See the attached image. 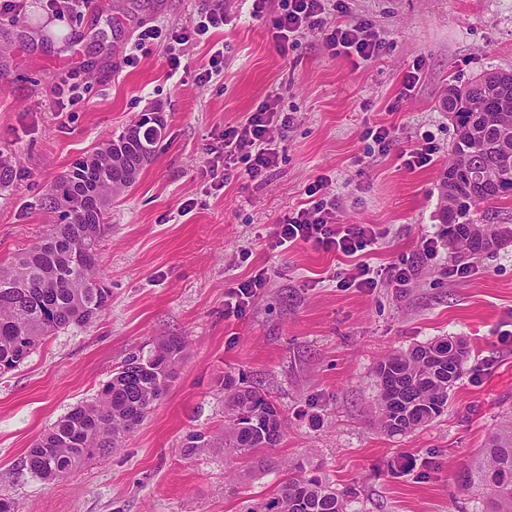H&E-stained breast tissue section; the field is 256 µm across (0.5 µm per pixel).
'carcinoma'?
Listing matches in <instances>:
<instances>
[{"label": "carcinoma", "mask_w": 512, "mask_h": 512, "mask_svg": "<svg viewBox=\"0 0 512 512\" xmlns=\"http://www.w3.org/2000/svg\"><path fill=\"white\" fill-rule=\"evenodd\" d=\"M444 108L456 118L457 139L442 174L441 213L451 249L479 255L512 239V226L496 224L499 204L512 198V73H489L464 85H448ZM165 130L153 112L93 154L76 160L49 188L44 208L51 233L0 267V373L19 366L48 337L87 328L108 309L99 246L112 197L130 187L154 156ZM187 348L183 336H168L147 354H132L97 398L60 417L28 450L24 465L44 480H61L87 461L105 458L151 412L178 374ZM467 358L464 344L438 338L379 361L380 392L373 404L378 428L391 436L429 425L448 405ZM224 447L246 456L276 448L286 421L260 387L224 378ZM214 442L191 434L184 455ZM460 486L487 496V512H512V414L488 436L459 476ZM252 512H348L345 495L317 477L288 469L277 492Z\"/></svg>", "instance_id": "1"}]
</instances>
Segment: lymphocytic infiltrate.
I'll list each match as a JSON object with an SVG mask.
<instances>
[{
	"label": "lymphocytic infiltrate",
	"instance_id": "f902f5d3",
	"mask_svg": "<svg viewBox=\"0 0 512 512\" xmlns=\"http://www.w3.org/2000/svg\"><path fill=\"white\" fill-rule=\"evenodd\" d=\"M282 8L272 22L273 39L280 53H287L290 40L306 33L320 34L332 55L343 56L361 62L380 57L386 46L383 37L372 22L361 19L349 22L348 0H281ZM225 15L222 8L203 13L199 21L189 27L168 32L159 28L143 30L145 42L165 40L167 62L171 69H179L182 49L185 45L223 26ZM288 114L279 112L272 102H262L246 122L225 128L220 146L214 148L205 171L213 189H220L233 179L231 163L235 157H243L249 178L261 177L277 163L278 153L271 148V132L275 124H288ZM307 202L289 215L282 224L276 225L272 237L276 246L284 247L296 242L313 246L326 252L336 251L351 257L371 251L382 237L373 224H340L336 221L339 207L336 196L330 195L325 178H317L306 189ZM413 275L405 264H390L378 270L367 262H359L350 272L337 273L338 287H376L379 279H387L396 285L408 283Z\"/></svg>",
	"mask_w": 512,
	"mask_h": 512
}]
</instances>
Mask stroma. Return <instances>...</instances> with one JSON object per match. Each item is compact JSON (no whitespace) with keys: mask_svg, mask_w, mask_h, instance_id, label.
I'll list each match as a JSON object with an SVG mask.
<instances>
[{"mask_svg":"<svg viewBox=\"0 0 512 512\" xmlns=\"http://www.w3.org/2000/svg\"><path fill=\"white\" fill-rule=\"evenodd\" d=\"M208 2L94 0L59 14L24 0L20 14L0 13V162L13 171L0 187V266L49 230L44 194L73 162L144 112L165 124L153 159L107 214L110 307L0 375V499L12 512H244L296 463L347 493L350 512H484V494L457 476L512 410V341L501 339L512 332V240L463 259L444 245L422 258L420 243L444 229L440 175L457 128L443 92L512 73V0H349L350 19H370L387 44L357 65L311 33L280 54L271 17L252 18L243 0H223L226 24L190 43L178 72L163 43L138 44L142 30L191 25ZM219 49L221 73L197 85ZM416 64L421 79L407 96L403 76ZM73 71L77 108L53 94ZM272 97L291 117L273 134L277 165L263 182L242 174L209 188L211 145ZM374 125L391 127L389 151L366 137ZM428 137L431 163L406 167L403 152ZM320 176L339 200L338 223L386 230L365 256L372 267L417 263L406 291L337 287L349 258L274 246V226ZM458 264L469 277L449 278ZM261 270L265 288L225 315L227 292ZM173 335L187 338L188 354L122 448L60 481L25 466L51 424L93 401L128 356ZM446 336L469 357L445 412L406 435L381 432L370 411L378 361ZM227 375L268 390L287 422L281 445L241 457L217 442L185 458L188 435L221 432Z\"/></svg>","mask_w":512,"mask_h":512,"instance_id":"1","label":"stroma"}]
</instances>
